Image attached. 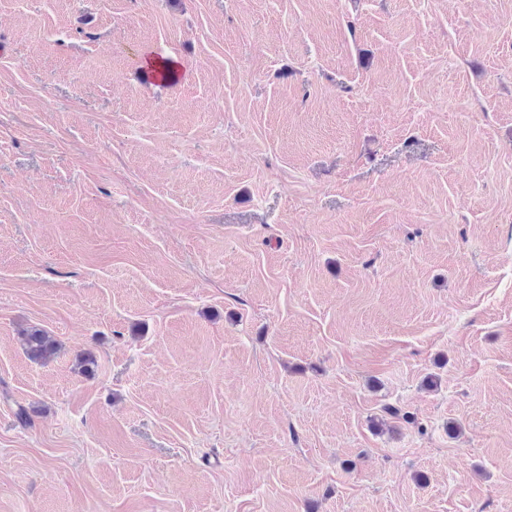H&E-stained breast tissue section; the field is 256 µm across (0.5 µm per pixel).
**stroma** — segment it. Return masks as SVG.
Masks as SVG:
<instances>
[{"label":"stroma","instance_id":"stroma-1","mask_svg":"<svg viewBox=\"0 0 512 512\" xmlns=\"http://www.w3.org/2000/svg\"><path fill=\"white\" fill-rule=\"evenodd\" d=\"M0 512H512V0H0ZM18 339L28 358L35 363L46 364L59 352V345L55 338L37 327L21 330Z\"/></svg>","mask_w":512,"mask_h":512}]
</instances>
